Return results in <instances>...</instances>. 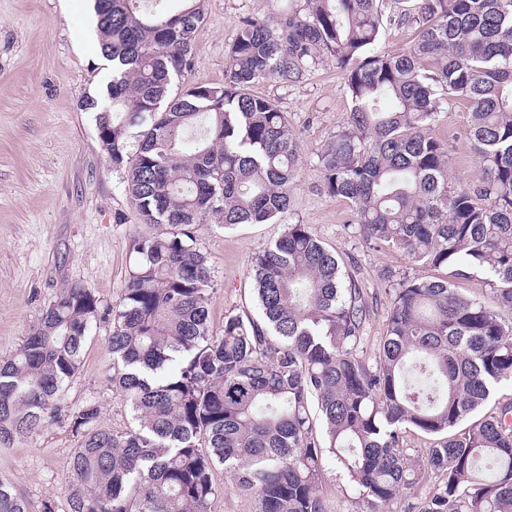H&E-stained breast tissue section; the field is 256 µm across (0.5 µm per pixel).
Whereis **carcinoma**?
I'll list each match as a JSON object with an SVG mask.
<instances>
[{
  "label": "carcinoma",
  "instance_id": "1",
  "mask_svg": "<svg viewBox=\"0 0 512 512\" xmlns=\"http://www.w3.org/2000/svg\"><path fill=\"white\" fill-rule=\"evenodd\" d=\"M143 2L94 0L112 80L85 108L113 167L129 166L143 223L168 230L138 241L112 309V389L130 425L106 427L94 402L68 415L70 512H215L219 465L256 512H326L330 463L365 512H382L418 483L410 431L439 437L428 465L440 483L418 512H512V401L476 416L512 383V321L500 316L512 311V0H405L397 22L416 37L396 53L376 50L384 0H288L274 17L238 20L224 85L184 88L202 0L177 12ZM325 57L351 109L319 158L324 188L349 202L365 240L445 270L397 283L373 365L359 354L363 294L307 225H287L253 257L260 318L226 315L218 336L210 261L193 232L213 216L234 228L291 210L304 170L297 138L250 89L298 82ZM454 98L468 105L486 172L475 187L452 182L433 134ZM473 272L493 304L455 288ZM101 316L95 292L76 283L0 358L1 447L61 415ZM0 512H30L4 482Z\"/></svg>",
  "mask_w": 512,
  "mask_h": 512
}]
</instances>
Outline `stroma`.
Instances as JSON below:
<instances>
[{
  "label": "stroma",
  "mask_w": 512,
  "mask_h": 512,
  "mask_svg": "<svg viewBox=\"0 0 512 512\" xmlns=\"http://www.w3.org/2000/svg\"><path fill=\"white\" fill-rule=\"evenodd\" d=\"M284 5L285 0H205L185 84L222 85L238 18L273 16ZM111 77L91 0H0V357L15 353L48 305L73 284L92 288L103 308L118 307L138 259V240L161 231L140 222L126 190V169L113 167L97 135L95 112L82 107L87 98L102 96ZM253 92L287 112L306 168L281 221L232 229L214 220L195 225L196 242L214 275L210 331L221 333L226 315H257L249 275L253 255L276 241L286 225L305 224L362 289L363 351L374 360L392 304L389 277L429 279L437 271L355 235L349 203L329 196L321 182L319 157L351 108L335 62H320L296 83L261 82ZM468 127L466 105L451 100L434 134L448 150L453 182L476 186L485 171ZM111 332V320L92 323L63 406L71 411L96 401L103 423L122 430L130 413L109 382ZM76 445L65 418L49 421L33 439L0 447V479L27 498L31 512H68L66 466Z\"/></svg>",
  "instance_id": "35a3bbf8"
}]
</instances>
